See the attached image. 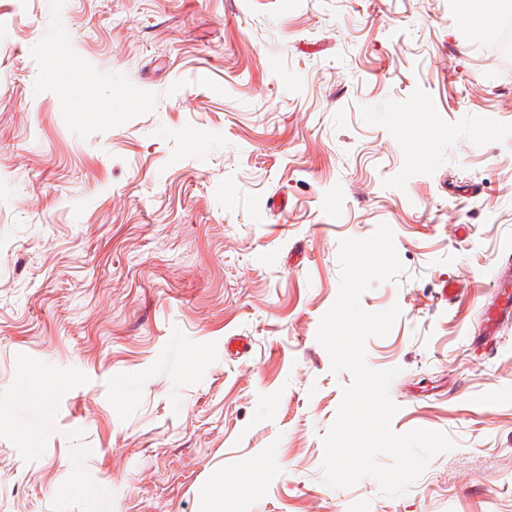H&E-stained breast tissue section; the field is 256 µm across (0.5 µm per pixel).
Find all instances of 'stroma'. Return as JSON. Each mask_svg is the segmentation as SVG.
<instances>
[{
	"mask_svg": "<svg viewBox=\"0 0 512 512\" xmlns=\"http://www.w3.org/2000/svg\"><path fill=\"white\" fill-rule=\"evenodd\" d=\"M459 9L0 0V512H512V328L472 342L512 251V0ZM381 223L404 271L361 305L401 314L367 364L395 432L454 443L398 495L322 469L352 375L316 333ZM498 2L496 0H481L478 9H471V1L464 0L461 7L466 15L474 17L476 26L485 27L491 23L498 14ZM22 384L26 393L34 399H44L53 388L55 382L44 374L37 366L28 367L22 377Z\"/></svg>",
	"mask_w": 512,
	"mask_h": 512,
	"instance_id": "35a3bbf8",
	"label": "stroma"
}]
</instances>
